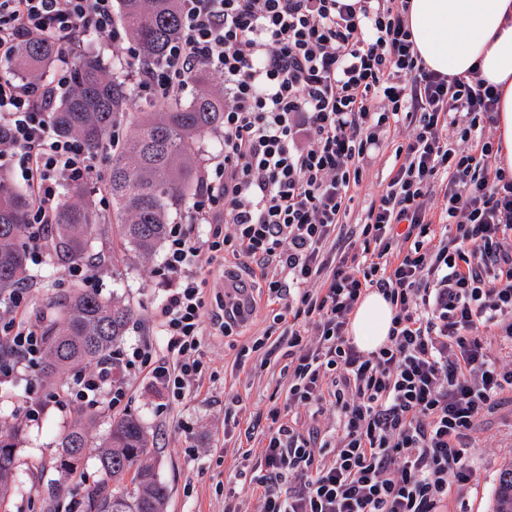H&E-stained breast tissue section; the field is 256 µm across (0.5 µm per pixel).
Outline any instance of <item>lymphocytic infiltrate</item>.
Listing matches in <instances>:
<instances>
[{
    "mask_svg": "<svg viewBox=\"0 0 512 512\" xmlns=\"http://www.w3.org/2000/svg\"><path fill=\"white\" fill-rule=\"evenodd\" d=\"M114 0H0V167L19 161L30 193V243L40 259L64 182L96 178L95 158L54 130L50 112L80 35L107 37L131 61L144 100L186 92L195 73L224 78V156L206 167L186 223L172 225L164 268L174 279L151 316L167 340L80 369L49 404L120 405L146 375L183 397L202 374L206 264L229 253L257 266L286 299L274 324L288 338V397L255 476L261 512H445L472 479L480 420L512 392V172L490 140L499 90L423 66L409 0H180L181 33L149 59L116 26ZM60 46L53 81L19 75L27 41ZM410 133L363 223L345 229L351 185L394 127ZM459 142H451L449 130ZM441 191V212L427 200ZM200 224L229 225L203 237ZM395 310L388 341L360 350L347 330L368 291ZM26 287L0 305V386L35 376L38 322L23 320ZM313 425L300 431L290 411ZM334 410L336 426L315 422Z\"/></svg>",
    "mask_w": 512,
    "mask_h": 512,
    "instance_id": "f902f5d3",
    "label": "lymphocytic infiltrate"
}]
</instances>
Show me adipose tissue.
Masks as SVG:
<instances>
[{
    "label": "adipose tissue",
    "mask_w": 512,
    "mask_h": 512,
    "mask_svg": "<svg viewBox=\"0 0 512 512\" xmlns=\"http://www.w3.org/2000/svg\"><path fill=\"white\" fill-rule=\"evenodd\" d=\"M408 24L424 65L436 72L481 76L501 90L496 143L501 167L512 169V0H410ZM394 316L379 293L356 307L349 334L360 350L385 343Z\"/></svg>",
    "instance_id": "obj_1"
}]
</instances>
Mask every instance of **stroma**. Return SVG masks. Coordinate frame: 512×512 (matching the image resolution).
I'll list each match as a JSON object with an SVG mask.
<instances>
[{
    "label": "stroma",
    "instance_id": "stroma-1",
    "mask_svg": "<svg viewBox=\"0 0 512 512\" xmlns=\"http://www.w3.org/2000/svg\"><path fill=\"white\" fill-rule=\"evenodd\" d=\"M407 134V129L400 127L385 136L363 182L350 190L353 200L347 225L363 222L372 198L389 179L393 146ZM90 253L99 262L119 261L118 273L102 272L95 291L105 298L121 297L134 309L118 350H129L147 338L158 351H165V338L148 324L169 286L163 268L164 248H157L147 258L130 248L116 255L107 233L93 236ZM204 276L213 306L223 304L225 290L239 278L248 288L254 311L229 336L205 325L201 338L205 370L182 399L165 402L142 375L132 381L127 398L117 408L52 406L29 417L25 402L30 389L54 391L68 378V371L51 377L38 375L32 388L22 380L0 387V433L10 434L16 426L23 430L18 444L20 465L0 512H84L85 496L101 478L98 449L113 418L127 413L140 418L152 440L149 462L169 489L166 512H259V489L239 475L241 454L247 450L259 456L263 435L254 430L255 421L266 417L271 408L285 405L288 378L282 368L288 362V343L282 336L272 335L268 344L274 352L269 356L252 351L251 345L272 324L282 303L269 298L260 270L245 271L233 255L207 267ZM73 282L67 267L61 266L54 280L31 286L25 318H49ZM245 346L250 352L244 356L240 350ZM77 424L86 426L89 448L82 466L63 473L55 467L60 437ZM249 427L254 434L248 439L244 432ZM480 429L483 441L473 478L462 492L450 497L448 512H459L462 501L467 502L468 512H492L499 476L512 464V397H503L500 409L485 416Z\"/></svg>",
    "mask_w": 512,
    "mask_h": 512
}]
</instances>
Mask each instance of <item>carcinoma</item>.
I'll return each instance as SVG.
<instances>
[{
	"label": "carcinoma",
	"mask_w": 512,
	"mask_h": 512,
	"mask_svg": "<svg viewBox=\"0 0 512 512\" xmlns=\"http://www.w3.org/2000/svg\"><path fill=\"white\" fill-rule=\"evenodd\" d=\"M121 17L144 55L165 53L181 26L178 0H120ZM58 49L45 41L25 44L14 62L19 72L39 75ZM196 94L188 105L166 99L141 113L136 132L127 141L114 139L130 116L125 86L107 74L100 60L85 55L74 65L67 90L51 113L57 133L83 144L95 156L111 145L112 164L107 192L112 197V240L144 255L165 237L170 214L184 206L197 183L193 160L196 137L224 123V97L211 90L201 74L192 76ZM68 201L59 205L48 249L61 262L89 258V242L97 231V216L85 202L80 182L66 186ZM29 191L0 172V293L26 279ZM132 317L129 305L75 287L58 316L43 327L45 357L42 372L95 361L112 351ZM19 428L0 437V497L14 480ZM88 436L75 425L61 436L57 467L64 472L84 459ZM149 434L134 415L112 420L98 462L102 483H112V495L88 491L86 512H165L168 490L148 463ZM494 512H512V466L503 470L495 492Z\"/></svg>",
	"instance_id": "carcinoma-1"
}]
</instances>
